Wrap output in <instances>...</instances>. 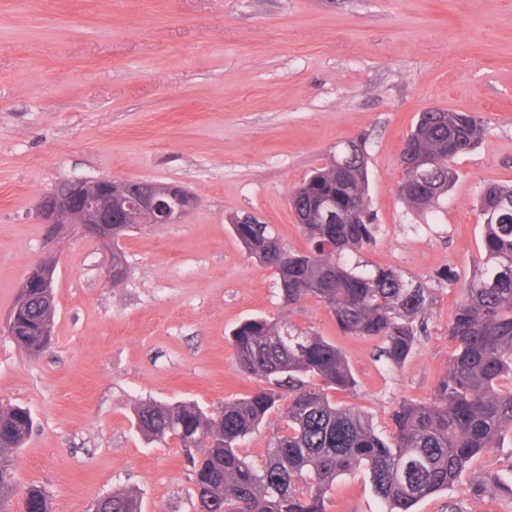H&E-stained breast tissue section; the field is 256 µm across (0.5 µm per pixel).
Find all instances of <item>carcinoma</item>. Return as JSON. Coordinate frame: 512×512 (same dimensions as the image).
<instances>
[{
  "mask_svg": "<svg viewBox=\"0 0 512 512\" xmlns=\"http://www.w3.org/2000/svg\"><path fill=\"white\" fill-rule=\"evenodd\" d=\"M418 130L407 134L412 158L431 156L446 175L433 189L413 186L403 168L402 200L412 209L429 206L448 191V160L477 144L483 122L469 112H422ZM365 157L341 170L333 161L298 185L299 210L308 249H288L267 224H234L249 256L276 276L283 302L312 298L336 317L342 332L377 340L380 355L394 364L411 353L417 318L432 301L429 290L391 267L357 273L336 256L375 239L370 215L355 212L367 197ZM342 211L335 224L319 221L321 201ZM512 201V187L490 185L480 199V216ZM30 292L27 307L11 326L14 342L31 355L50 343L41 327L54 310ZM448 336L454 349L448 371L428 401H407L393 413L394 430L381 436L361 409L339 405L332 392H348L355 380L342 353L321 337L283 321L247 319L231 334L244 374L262 382L250 395L227 400L215 412L194 402H150L135 411V428L149 443L174 440L192 465L197 512H326L336 479L355 469L370 476L387 512H412L423 498L459 482L477 458L512 440V221L485 223L484 258L456 307ZM284 427L253 456L241 448L273 410ZM31 411L0 403V512H9L16 475L12 451L33 430ZM101 512H142L134 491H118L99 503ZM24 512H51L46 491H25Z\"/></svg>",
  "mask_w": 512,
  "mask_h": 512,
  "instance_id": "carcinoma-1",
  "label": "carcinoma"
}]
</instances>
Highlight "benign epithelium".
Wrapping results in <instances>:
<instances>
[{
	"mask_svg": "<svg viewBox=\"0 0 512 512\" xmlns=\"http://www.w3.org/2000/svg\"><path fill=\"white\" fill-rule=\"evenodd\" d=\"M435 165L424 157L416 178L430 187ZM198 199L176 184L152 183L144 188L140 181H116L109 177L74 180L44 195L38 203L42 223L53 229L66 224L76 226L82 234L113 250L112 225L124 224L130 214L141 215L146 224H180L197 207ZM54 265L39 262L38 285L44 289L46 302L52 300Z\"/></svg>",
	"mask_w": 512,
	"mask_h": 512,
	"instance_id": "obj_1",
	"label": "benign epithelium"
}]
</instances>
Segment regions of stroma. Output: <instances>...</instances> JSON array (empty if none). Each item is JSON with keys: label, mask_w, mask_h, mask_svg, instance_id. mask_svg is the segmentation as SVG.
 <instances>
[{"label": "stroma", "mask_w": 512, "mask_h": 512, "mask_svg": "<svg viewBox=\"0 0 512 512\" xmlns=\"http://www.w3.org/2000/svg\"><path fill=\"white\" fill-rule=\"evenodd\" d=\"M430 108L474 113L486 131L454 158L447 193L416 212L397 192L400 152ZM356 137L377 232L346 262L393 267L433 297L400 365L343 335L323 304L283 305L229 224L254 214L306 250L289 194ZM100 177L176 183L200 200L184 223L129 231L116 286L95 240L48 238L35 213L62 182ZM489 184L512 185V0H0V322L34 262L57 259L49 348L29 355L0 331V402L34 417L13 454L10 512L32 484L53 512H90L120 489L144 512H194L185 452L145 443L134 410L183 400L211 411L253 392L230 344L250 318L336 345L356 379L336 401L391 432L399 404L431 398L448 370V329L484 255ZM511 464L508 441L414 512H512L493 483ZM326 510L385 505L358 469L336 480Z\"/></svg>", "instance_id": "35a3bbf8"}]
</instances>
